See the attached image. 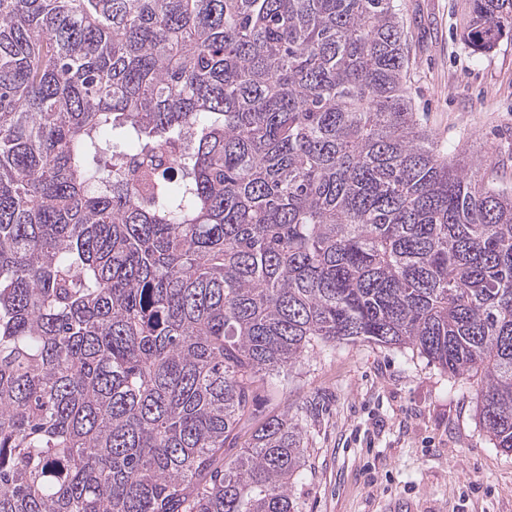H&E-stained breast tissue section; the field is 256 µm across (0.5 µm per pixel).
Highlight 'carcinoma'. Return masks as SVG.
Listing matches in <instances>:
<instances>
[{"instance_id": "1", "label": "carcinoma", "mask_w": 512, "mask_h": 512, "mask_svg": "<svg viewBox=\"0 0 512 512\" xmlns=\"http://www.w3.org/2000/svg\"><path fill=\"white\" fill-rule=\"evenodd\" d=\"M512 35L472 0L463 40ZM406 97L399 0H0V512H302L254 387L411 350L512 453V192Z\"/></svg>"}]
</instances>
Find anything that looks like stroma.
Here are the masks:
<instances>
[{
    "label": "stroma",
    "mask_w": 512,
    "mask_h": 512,
    "mask_svg": "<svg viewBox=\"0 0 512 512\" xmlns=\"http://www.w3.org/2000/svg\"><path fill=\"white\" fill-rule=\"evenodd\" d=\"M407 87L449 152L480 158L512 190V39L475 57L462 33L471 0H400ZM409 350L367 343L306 356L287 390L254 393L255 420L293 406L306 465L291 487L302 512H512V453L494 448L475 394Z\"/></svg>",
    "instance_id": "obj_1"
}]
</instances>
